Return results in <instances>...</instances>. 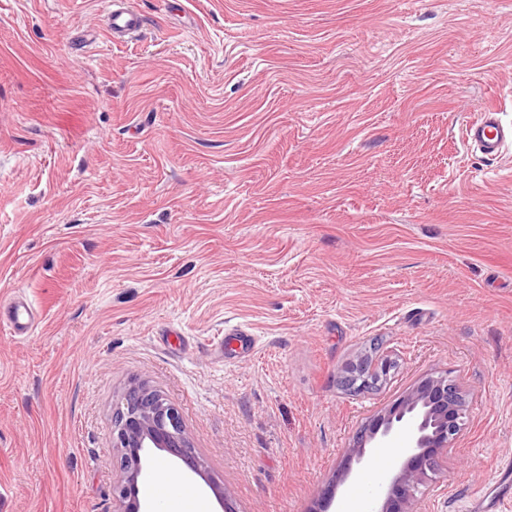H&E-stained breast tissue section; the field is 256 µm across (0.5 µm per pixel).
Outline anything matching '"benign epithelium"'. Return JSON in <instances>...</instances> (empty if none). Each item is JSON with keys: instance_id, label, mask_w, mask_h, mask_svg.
I'll return each mask as SVG.
<instances>
[{"instance_id": "7a95c632", "label": "benign epithelium", "mask_w": 512, "mask_h": 512, "mask_svg": "<svg viewBox=\"0 0 512 512\" xmlns=\"http://www.w3.org/2000/svg\"><path fill=\"white\" fill-rule=\"evenodd\" d=\"M389 356L361 361L343 376L346 386L365 391L389 374ZM468 391L448 372L427 376L409 387L387 410L361 430L347 449L349 462L362 463L367 449L384 448L400 439L395 459L381 484L373 512H414L412 502L421 487L436 474V467L452 453L463 425ZM113 446L123 450L122 475L114 489L115 512H142L139 478L147 448L165 450L198 470L185 423L177 406L139 382L130 385L116 409ZM361 470L348 466L326 493L320 512H329L339 486L359 479Z\"/></svg>"}]
</instances>
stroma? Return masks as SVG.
<instances>
[{"label":"stroma","instance_id":"1","mask_svg":"<svg viewBox=\"0 0 512 512\" xmlns=\"http://www.w3.org/2000/svg\"><path fill=\"white\" fill-rule=\"evenodd\" d=\"M0 0V512H114L144 382L232 512H314L417 380L470 393L416 512H475L512 458V0ZM379 387L339 383L360 356ZM105 15V25L112 43H122L140 30L143 25L141 14L128 0H109ZM464 141L484 158L493 160L503 155L506 147L512 146V125L502 121L496 106H490L480 119L466 127ZM30 314L31 308L28 304L18 302L14 305L8 323L15 336H23L28 333L32 326ZM392 364L389 356L361 361L346 372L343 382L346 387L356 391L371 389L387 377Z\"/></svg>","mask_w":512,"mask_h":512}]
</instances>
